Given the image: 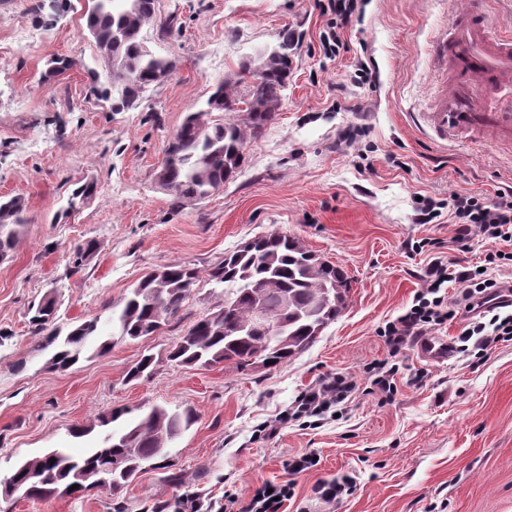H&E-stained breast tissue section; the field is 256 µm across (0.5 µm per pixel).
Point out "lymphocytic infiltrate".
Masks as SVG:
<instances>
[{
	"mask_svg": "<svg viewBox=\"0 0 512 512\" xmlns=\"http://www.w3.org/2000/svg\"><path fill=\"white\" fill-rule=\"evenodd\" d=\"M448 211L456 226L454 241L460 249H468L473 238L512 241V186L498 191L493 198L471 194H451ZM422 286L416 292L412 306L395 319L387 322L382 335L387 357L368 364L371 389L391 400L396 391L394 376L398 362L419 337L437 330L448 321L471 314L472 319L460 338L461 351L483 354L500 343L512 342V313L502 314L504 287L496 279L487 277L479 269L456 271L442 258L430 261L422 276ZM458 282L464 290L462 309L450 306L441 289L444 284ZM356 390L352 378L331 375L318 384L301 391L290 409L280 412L275 419L263 423L262 432L272 435L287 427L288 423L304 418L320 417L344 402ZM288 485L259 484L248 497L235 494L224 497L225 512H282L285 501L292 498Z\"/></svg>",
	"mask_w": 512,
	"mask_h": 512,
	"instance_id": "1",
	"label": "lymphocytic infiltrate"
}]
</instances>
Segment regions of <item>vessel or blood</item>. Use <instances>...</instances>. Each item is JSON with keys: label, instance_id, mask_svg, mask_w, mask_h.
Wrapping results in <instances>:
<instances>
[{"label": "vessel or blood", "instance_id": "obj_1", "mask_svg": "<svg viewBox=\"0 0 512 512\" xmlns=\"http://www.w3.org/2000/svg\"><path fill=\"white\" fill-rule=\"evenodd\" d=\"M429 57L435 91L420 128L445 144L459 135L482 131L489 144L512 140V36L497 33L485 0H468L434 33ZM427 360L451 354L443 338L426 337L417 345Z\"/></svg>", "mask_w": 512, "mask_h": 512}]
</instances>
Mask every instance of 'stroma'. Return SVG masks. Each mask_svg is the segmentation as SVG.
Masks as SVG:
<instances>
[{"mask_svg": "<svg viewBox=\"0 0 512 512\" xmlns=\"http://www.w3.org/2000/svg\"><path fill=\"white\" fill-rule=\"evenodd\" d=\"M70 2L64 10L58 0H0V196L21 198L28 218L0 263V474L51 448L83 453L87 440L70 428L99 437L98 418L112 408L188 407L195 423L165 462L123 491L125 512H152L190 493L244 497L261 482L293 483L285 510L301 512L318 482L345 476L353 486L335 512H512V345L442 362L409 350L388 402L369 394L365 374L386 357L381 332L411 306L432 257L464 270L489 250L512 253V242L478 237L457 251L451 220H417L418 197L489 198L512 186V150L470 137L440 146L412 120L428 102L429 40L463 0H362L332 58L320 34L334 14L318 0H157L142 35L174 68L128 110L105 92L86 0ZM286 28L300 41L275 120L249 137L237 176L219 192L173 206L155 182L170 138L216 83L235 78ZM56 56L71 66L52 77ZM364 65L373 72L367 81ZM87 180L96 194L67 211L76 183ZM274 230L343 268V313L274 369L169 361L188 326L224 302L209 269ZM421 239L428 247L411 250ZM89 240L94 250L74 263V247ZM175 263L199 272L179 317L148 338L116 340L104 356L50 367L52 352L39 348L28 322L31 303L54 296L64 326L105 319L146 271ZM148 352L157 360L152 376L126 382ZM334 374L357 383L335 415L260 435L299 392ZM303 453L318 465L290 475L286 461ZM10 509L113 512L104 493L20 499Z\"/></svg>", "mask_w": 512, "mask_h": 512, "instance_id": "1", "label": "stroma"}]
</instances>
